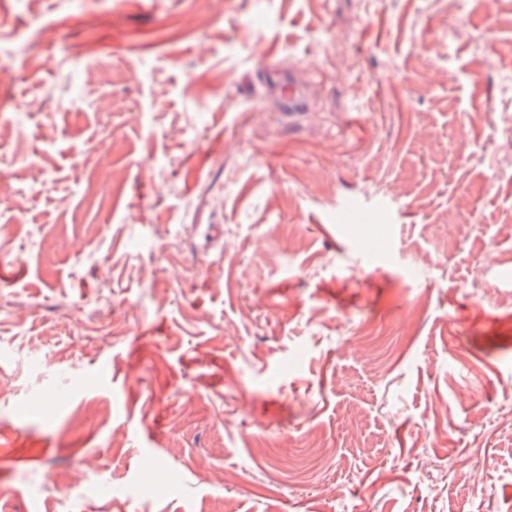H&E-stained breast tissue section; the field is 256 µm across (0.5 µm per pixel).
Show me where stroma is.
Masks as SVG:
<instances>
[{
	"mask_svg": "<svg viewBox=\"0 0 512 512\" xmlns=\"http://www.w3.org/2000/svg\"><path fill=\"white\" fill-rule=\"evenodd\" d=\"M506 108L512 0H0V512H512Z\"/></svg>",
	"mask_w": 512,
	"mask_h": 512,
	"instance_id": "obj_1",
	"label": "stroma"
}]
</instances>
